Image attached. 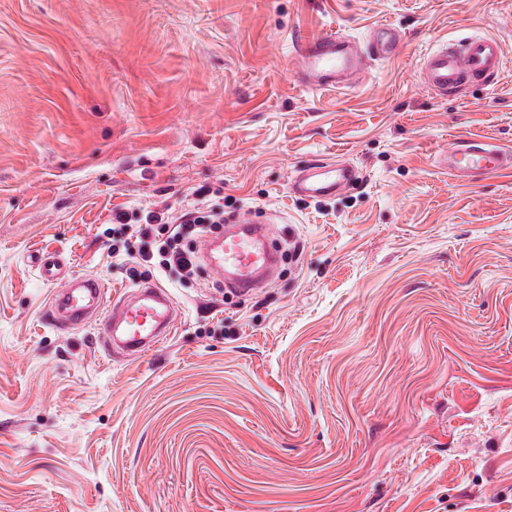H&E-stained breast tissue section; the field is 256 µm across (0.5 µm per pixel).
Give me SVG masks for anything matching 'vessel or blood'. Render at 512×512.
<instances>
[{
    "label": "vessel or blood",
    "instance_id": "obj_1",
    "mask_svg": "<svg viewBox=\"0 0 512 512\" xmlns=\"http://www.w3.org/2000/svg\"><path fill=\"white\" fill-rule=\"evenodd\" d=\"M401 39L390 25L374 30V39L359 47L344 35L296 39L295 71L298 82L312 91H331L352 84L370 61L395 56ZM505 64L501 41L488 34L449 43L423 55L418 64L422 82L438 95L458 91L468 80L494 81ZM448 171L462 181L512 167V153L471 137L456 138L446 158ZM358 179L350 164L313 162L297 170L290 187L310 199H327L352 186ZM209 270L225 287L247 295L261 288L276 272L279 251L263 221L242 212L227 219L224 232L206 239L201 253ZM41 280L53 286L46 322L63 330L88 317L100 316V329L111 348L126 356L141 358L152 352L162 336L172 329L177 312L170 291L156 282L138 285L126 292L112 309H104L105 286L99 278L75 277L63 268L57 256L38 260Z\"/></svg>",
    "mask_w": 512,
    "mask_h": 512
}]
</instances>
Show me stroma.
Returning a JSON list of instances; mask_svg holds the SVG:
<instances>
[{
    "label": "stroma",
    "instance_id": "1",
    "mask_svg": "<svg viewBox=\"0 0 512 512\" xmlns=\"http://www.w3.org/2000/svg\"><path fill=\"white\" fill-rule=\"evenodd\" d=\"M381 24L356 90L298 83L295 38ZM482 34L497 81L420 82ZM459 136L512 147V0H0V512H512V168L449 175ZM200 193L289 245L265 287L166 281L142 358L43 321L35 255L133 289L113 213ZM358 178L357 170L348 163L317 161L297 170L290 178V187L306 198L327 199L352 186Z\"/></svg>",
    "mask_w": 512,
    "mask_h": 512
}]
</instances>
